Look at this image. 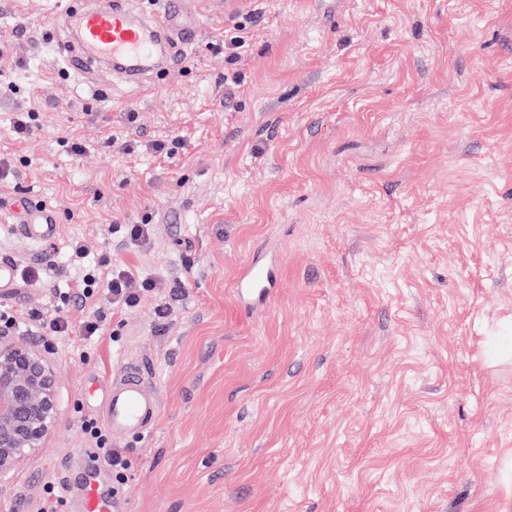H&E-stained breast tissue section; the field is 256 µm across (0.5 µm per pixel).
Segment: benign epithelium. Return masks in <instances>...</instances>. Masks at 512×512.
I'll return each mask as SVG.
<instances>
[{
    "label": "benign epithelium",
    "mask_w": 512,
    "mask_h": 512,
    "mask_svg": "<svg viewBox=\"0 0 512 512\" xmlns=\"http://www.w3.org/2000/svg\"><path fill=\"white\" fill-rule=\"evenodd\" d=\"M55 375L23 336L0 334V477L43 447L57 423Z\"/></svg>",
    "instance_id": "benign-epithelium-1"
}]
</instances>
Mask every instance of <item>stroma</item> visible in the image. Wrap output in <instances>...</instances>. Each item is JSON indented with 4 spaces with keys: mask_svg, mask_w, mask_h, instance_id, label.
<instances>
[{
    "mask_svg": "<svg viewBox=\"0 0 512 512\" xmlns=\"http://www.w3.org/2000/svg\"><path fill=\"white\" fill-rule=\"evenodd\" d=\"M68 2L0 0L17 84L0 97V200L59 216L36 247L0 221V258L63 266L80 239L165 287L131 312L103 292L62 301L64 266L0 288L58 404L44 447L0 481V512H30L62 459L95 450L91 386L125 365L147 366L161 400L154 429L121 444L129 467L103 474L129 512H500L512 0H191L193 44L144 91L102 64L63 73L52 9ZM33 105L36 130L14 139ZM143 223L136 248L114 231ZM259 256L275 279L250 306L234 282ZM59 314L103 330L47 335Z\"/></svg>",
    "mask_w": 512,
    "mask_h": 512,
    "instance_id": "1",
    "label": "stroma"
}]
</instances>
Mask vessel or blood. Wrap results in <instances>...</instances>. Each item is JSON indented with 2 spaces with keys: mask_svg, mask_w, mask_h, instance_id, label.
I'll list each match as a JSON object with an SVG mask.
<instances>
[{
  "mask_svg": "<svg viewBox=\"0 0 512 512\" xmlns=\"http://www.w3.org/2000/svg\"><path fill=\"white\" fill-rule=\"evenodd\" d=\"M155 9L133 15L126 0H113L111 6H82L66 9L63 14L67 31L75 37L74 50H61L65 66L82 61L91 68L101 61L111 62L114 71L127 82L139 86L156 70L157 55L166 63H176L183 36L190 31L185 13L173 0H154ZM15 231L18 235L43 242L58 231L56 212L45 204L24 202ZM273 275L268 266L255 260L248 264L236 280L240 298L253 289L270 287ZM98 413L114 440L149 433L156 425L160 406L155 383L148 368L127 366L112 375L101 390ZM103 467L91 462L86 467L80 492H73L69 473H62L58 483L74 512H119L121 505L101 488L99 477Z\"/></svg>",
  "mask_w": 512,
  "mask_h": 512,
  "instance_id": "1",
  "label": "vessel or blood"
}]
</instances>
